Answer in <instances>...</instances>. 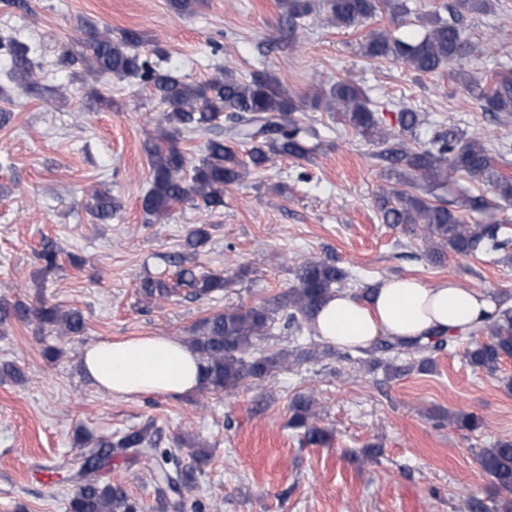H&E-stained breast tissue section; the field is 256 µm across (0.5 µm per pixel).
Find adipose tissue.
I'll use <instances>...</instances> for the list:
<instances>
[{
	"instance_id": "ef3b65f1",
	"label": "adipose tissue",
	"mask_w": 512,
	"mask_h": 512,
	"mask_svg": "<svg viewBox=\"0 0 512 512\" xmlns=\"http://www.w3.org/2000/svg\"><path fill=\"white\" fill-rule=\"evenodd\" d=\"M499 312L485 291L444 277L427 283L394 275L374 281L367 297L332 293L312 318L324 342L340 348H370L377 340L428 341L466 336ZM87 379L117 399L155 394L180 397L202 383L198 354L174 336H134L85 347Z\"/></svg>"
}]
</instances>
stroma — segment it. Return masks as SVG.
I'll list each match as a JSON object with an SVG mask.
<instances>
[{
	"instance_id": "1",
	"label": "stroma",
	"mask_w": 512,
	"mask_h": 512,
	"mask_svg": "<svg viewBox=\"0 0 512 512\" xmlns=\"http://www.w3.org/2000/svg\"><path fill=\"white\" fill-rule=\"evenodd\" d=\"M447 2L409 0L402 23L381 13L345 29L327 23L324 0L294 23L280 0H205L192 15L177 14L169 0H0V31L28 44L37 63L29 85L9 79L11 62L0 57V110L11 115L0 125V298L32 304L42 297L79 310L86 325L78 336L33 322L0 325V364L23 374L0 380V512H67L74 487L65 467L77 459L76 430L117 437L148 423L166 442L182 437L208 454L190 492L206 512H455L463 493L492 507V482L476 453L512 440V394L499 381L512 376V358L495 377L471 368L461 350H441L432 371L390 379L332 347L230 393L131 400L99 392L80 367L83 348L100 340H189L198 321L273 299L295 286L298 263L328 254L354 272V293L383 276L427 283L451 276L512 309V263L501 253L452 254L435 265L423 242L382 223L377 196L388 180L379 144L321 109L303 114L318 131L306 158H276L226 188L223 206L212 211L188 201L164 223L149 222L141 208L150 178L144 142L157 102L139 80L98 77L73 61L85 49L80 24L88 21L116 35L138 31L152 63L194 81L228 66L246 78L272 76L301 98L351 79L374 101L384 128H397L401 109L412 108L429 118L421 140L438 122L488 146L512 142V123L480 111L448 70L419 76L361 53L375 29L421 36L420 18L445 14ZM463 23L473 43L492 31L500 47L476 60L477 74L512 69V0L466 14ZM99 189L118 205L105 223L90 211ZM196 224L210 227L196 263L224 273L228 287L199 300H147L140 283L168 276ZM47 243L59 252L50 272L36 257ZM241 267L249 274L239 281ZM48 346L59 349L57 359L45 357ZM310 390L328 436L318 445L289 425L293 397ZM452 411L477 415L482 429L450 427Z\"/></svg>"
}]
</instances>
